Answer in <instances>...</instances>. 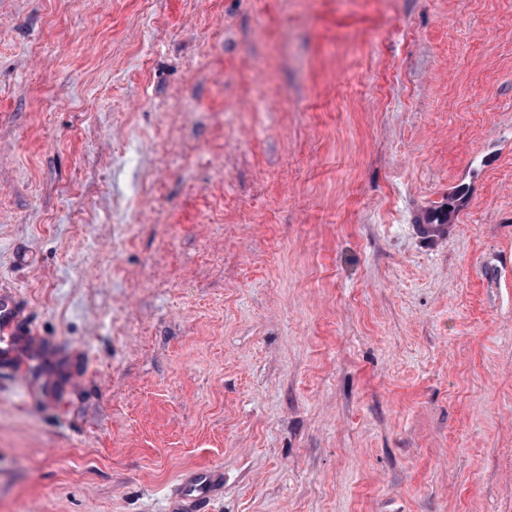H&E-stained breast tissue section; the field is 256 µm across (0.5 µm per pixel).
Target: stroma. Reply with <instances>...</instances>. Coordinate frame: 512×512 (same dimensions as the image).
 <instances>
[{
  "label": "stroma",
  "instance_id": "stroma-1",
  "mask_svg": "<svg viewBox=\"0 0 512 512\" xmlns=\"http://www.w3.org/2000/svg\"><path fill=\"white\" fill-rule=\"evenodd\" d=\"M0 297V512H512V0H0ZM15 326V308L14 305L8 300H0V342L5 344L6 347L0 348V354L4 356L8 354L12 348L13 336ZM215 480V472L198 474L184 483L182 494L192 501H204L208 498Z\"/></svg>",
  "mask_w": 512,
  "mask_h": 512
}]
</instances>
